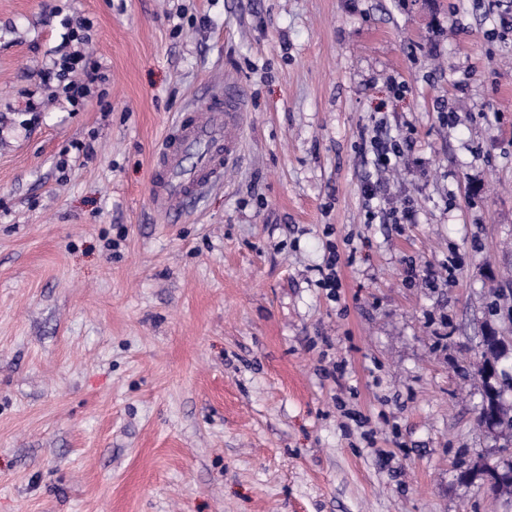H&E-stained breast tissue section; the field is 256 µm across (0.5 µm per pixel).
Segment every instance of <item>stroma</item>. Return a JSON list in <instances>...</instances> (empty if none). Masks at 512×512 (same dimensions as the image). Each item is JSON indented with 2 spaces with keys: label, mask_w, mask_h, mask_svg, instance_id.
<instances>
[{
  "label": "stroma",
  "mask_w": 512,
  "mask_h": 512,
  "mask_svg": "<svg viewBox=\"0 0 512 512\" xmlns=\"http://www.w3.org/2000/svg\"><path fill=\"white\" fill-rule=\"evenodd\" d=\"M77 49L108 80L73 112L38 72ZM227 80L237 164L159 212L155 151ZM380 120L415 142L387 173ZM367 180L416 223H366ZM489 329L512 348V0H0V512H512ZM338 262L339 255L336 252V248L331 246L329 256L326 259L325 268L321 270V279L319 280V284L322 288H329V294H331V296L335 295L336 288L340 286V279L336 270ZM483 359L481 365L478 367V373L483 382V399L480 407L478 419L483 424L482 413L486 408L494 411L497 417L490 414L484 419V427L488 430H493L495 423L497 422V429L510 428L512 429V416H509L507 411L504 410L502 405V396L505 390V386L512 389V376L506 378L504 374L501 375L500 381L498 379V372L494 375L487 374L488 369L492 366L491 360L487 357L486 353L481 354ZM508 380V382H506Z\"/></svg>",
  "instance_id": "stroma-1"
}]
</instances>
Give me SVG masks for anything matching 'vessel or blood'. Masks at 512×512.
I'll list each match as a JSON object with an SVG mask.
<instances>
[{"mask_svg":"<svg viewBox=\"0 0 512 512\" xmlns=\"http://www.w3.org/2000/svg\"><path fill=\"white\" fill-rule=\"evenodd\" d=\"M243 112V93L217 85L207 102L175 120L153 158L151 195L158 206L181 210L190 198L222 182L225 167L240 151L232 130Z\"/></svg>","mask_w":512,"mask_h":512,"instance_id":"1","label":"vessel or blood"}]
</instances>
